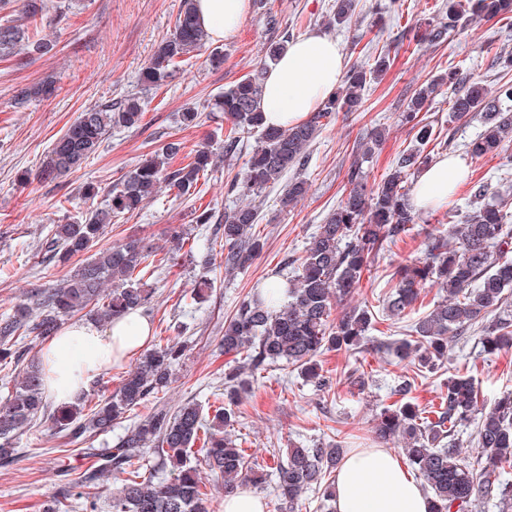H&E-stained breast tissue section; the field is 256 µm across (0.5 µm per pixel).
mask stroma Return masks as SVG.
<instances>
[{
  "instance_id": "1",
  "label": "stroma",
  "mask_w": 512,
  "mask_h": 512,
  "mask_svg": "<svg viewBox=\"0 0 512 512\" xmlns=\"http://www.w3.org/2000/svg\"><path fill=\"white\" fill-rule=\"evenodd\" d=\"M373 2L359 0L349 21L328 28L324 22L334 0H251L233 35L208 41L181 63L175 78L148 91L140 86L141 72L173 28L182 0H45L38 30L51 41L52 50L0 58V314L11 311L33 289L69 272V265L44 260L53 226L104 207L107 192L145 155L170 143L180 146L174 159L178 166L202 148L222 154L231 123L210 106L226 87L264 62L270 43L318 31L336 40L346 64L366 62L382 50L389 51L391 62L386 73L368 84L361 111L338 113L310 146L301 172L307 183L303 199L282 207L281 182L254 197L261 215L254 230L265 246L248 269L225 276L223 266L208 262L203 242L223 221L225 209L245 201L244 196L227 194L226 186L243 173L256 145L252 137L244 139L233 163L218 162L200 177L192 194L177 198L159 189L140 210L107 227L99 243L103 249L134 236L154 250L166 251L171 226L188 234L193 249H182L170 268L145 277L152 297L143 314L152 325V346L180 335L189 340L190 350L174 366L169 387L150 395L109 431L72 441L54 433L41 417L24 429L13 459L0 462V512H47L65 484L78 480L87 469L85 449L112 447L155 408H174L190 400L220 404L227 358L219 340L225 319L255 288L278 280L284 262L302 255L310 236L338 205L345 175L366 134L375 128L385 132L380 150L363 165L374 183L389 173L400 153L414 147V132L400 123L399 114L433 76L453 67L488 86L496 85V59L512 52V18L466 19L444 43L433 45L424 41L422 32L445 0H398L397 13L380 16L372 11ZM215 49L224 54L218 67L209 61ZM48 82L56 89L53 97L16 105L21 91ZM136 92L141 93L144 108L138 126L111 129L98 152L67 175L40 177L53 142L80 112ZM189 107L198 114L191 126L180 118ZM425 117L439 134L438 143L430 147L432 156L458 158L467 179L450 208L421 213L409 234L385 249L371 272L363 275L349 303L369 306L374 315L365 342L357 350L321 355L323 372L333 379L331 388L318 389L282 362L252 376L251 391L239 406L236 433L250 463L268 475L254 493L267 501L270 512H282L276 476L280 449L291 444H337L351 451L376 447L375 419L382 407L393 404L390 392L406 377L415 379L408 402L423 408L437 402L443 382L459 372L475 378L485 402L512 390V349L485 354L473 335L450 343L441 370L418 377L411 365L398 362L384 349L410 325L409 319L390 318L382 311V299L392 287L391 273L406 260L422 257L427 233H447L449 225L463 220L470 210L471 181L488 183L506 199L512 215V163L506 156L474 159L467 152L468 143L483 129L481 122L451 119L444 89L430 102ZM90 185L99 189L92 198L85 195ZM205 209L211 210L213 223L196 224V216Z\"/></svg>"
}]
</instances>
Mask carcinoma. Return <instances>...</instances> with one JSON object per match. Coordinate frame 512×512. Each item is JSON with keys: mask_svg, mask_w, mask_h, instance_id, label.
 <instances>
[{"mask_svg": "<svg viewBox=\"0 0 512 512\" xmlns=\"http://www.w3.org/2000/svg\"><path fill=\"white\" fill-rule=\"evenodd\" d=\"M21 2V21H0V56L51 50L50 41L30 28L42 14L43 0ZM355 7L356 0H335L327 25L346 23ZM466 10L480 20H490L512 15V0H468L465 6L448 0V10L428 25L424 39L435 45L444 42ZM208 40L193 0H184L173 28L144 68L141 85L160 86L174 77L184 56ZM389 62V55L380 54L367 66L354 64L342 86L309 120L288 128L264 121L260 107L264 68L225 89L212 107L232 122L224 140V157L237 155L243 134L259 133V144L243 176L227 184V192L255 194L278 183L288 171L305 166L307 151L323 126L339 112L359 111L367 81L386 71ZM444 86L450 91L454 118L478 115L483 120V132L467 145L471 157L499 153L512 138V79L490 88L452 69L434 77L410 98L400 122L415 131L416 146L402 153L395 168L372 186L363 163L380 148L384 134L378 129L370 132L347 171L339 204L311 236L303 255L291 260L296 271L293 279L254 291L224 323L220 346L224 355L233 356V364L224 370L228 404L247 390V377L280 362L326 388L331 385L330 377L320 373L317 357L325 350L356 349L364 342L374 318L369 308H345L336 314L333 310L359 287L380 252L406 236L416 223V212L409 203V177L432 162L425 146L434 140V127L420 118V112ZM142 114L141 97L135 93L116 107L105 103L85 108L53 143L42 175L57 178L78 168L98 151L110 128L135 127ZM178 152L177 145L169 144L123 175L121 187L109 192L105 207L80 221L55 225L49 242L52 258L65 264L90 252L112 219L139 209L163 185L177 190L179 197L188 194L212 165L213 154L200 149L190 162L174 168L171 159ZM306 191V181L291 178L283 205L297 203ZM470 206L471 213L462 223L451 225L448 235L427 234L424 257L402 263L392 273L395 284L385 307L393 316L407 317L428 285L446 293L410 325L409 337L386 344L399 361L417 369L437 368L448 358L449 343L473 328L484 350L512 348V317L488 319L489 313L501 308L506 293H512V260L507 258L512 253V225L506 223V203L479 182ZM258 217L255 206H236L224 212L221 236L206 240L209 255L222 257L226 274L248 268L262 252L264 240L253 232ZM149 257L137 239L115 243L85 259L69 276L34 289L29 301L0 316V367L19 368L11 393L0 405V460L13 456L17 435L40 416L47 417L52 430L78 439L89 431H107L113 422L170 384L173 366L188 351V342L177 338L146 350L124 375L119 389L104 401L87 410L81 401L51 410L44 395L41 360L28 357L23 345L31 335L39 339L55 335L66 317L83 311L100 322L146 307L151 295L141 281L151 273ZM214 420L206 423L203 407L195 401L172 410L155 409L127 429L104 453V462L68 487L64 497L83 500V512H97L96 499L85 497L81 488L118 473L126 478L112 496V512H208L199 468L208 469L214 480L222 482L227 496L245 482L263 483L264 472L250 465L246 449L233 439L234 410L219 406ZM467 426L474 427L478 448L473 462L463 459L460 452L459 436ZM375 435L382 443H400L403 456L429 493V512H472L474 502L481 498H495L501 512H512V482L505 478L512 468V391L485 406L471 378L453 376L439 404L428 410L409 402L382 408ZM198 442L202 443L201 458L193 461L190 453ZM147 453L158 459L159 471L168 472L167 476L143 477L131 470ZM345 454L339 445L287 449L286 460L279 466V490L288 512H294L310 491L320 494L324 512H335L332 473Z\"/></svg>", "mask_w": 512, "mask_h": 512, "instance_id": "1", "label": "carcinoma"}]
</instances>
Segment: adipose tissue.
<instances>
[{
    "label": "adipose tissue",
    "instance_id": "1",
    "mask_svg": "<svg viewBox=\"0 0 512 512\" xmlns=\"http://www.w3.org/2000/svg\"><path fill=\"white\" fill-rule=\"evenodd\" d=\"M250 0H194L203 29L216 40L234 33ZM344 59L336 41L316 32L289 43L267 72L261 107L268 125L291 127L317 111L340 83ZM463 179L460 160L436 159L419 174L411 206L429 211L448 203V194ZM152 338L148 320L133 311L107 328L88 321L67 322L39 347L48 396L57 404L74 401L99 373L138 356ZM336 512H429L418 482L385 448L350 453L336 471Z\"/></svg>",
    "mask_w": 512,
    "mask_h": 512
}]
</instances>
